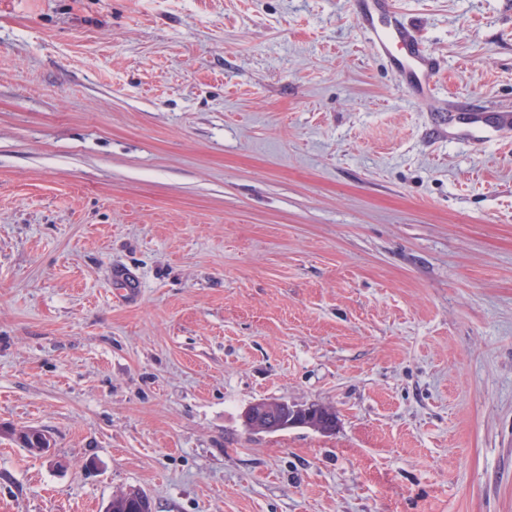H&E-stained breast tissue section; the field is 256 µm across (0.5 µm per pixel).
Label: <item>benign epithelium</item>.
I'll return each instance as SVG.
<instances>
[{"instance_id":"benign-epithelium-1","label":"benign epithelium","mask_w":512,"mask_h":512,"mask_svg":"<svg viewBox=\"0 0 512 512\" xmlns=\"http://www.w3.org/2000/svg\"><path fill=\"white\" fill-rule=\"evenodd\" d=\"M246 428L253 433H274L292 427H306L320 433L336 428V416L329 408L319 404L291 405L282 401H257L243 412ZM137 512H152L150 498L133 489L123 495Z\"/></svg>"}]
</instances>
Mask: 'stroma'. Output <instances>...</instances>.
<instances>
[{
  "instance_id": "1",
  "label": "stroma",
  "mask_w": 512,
  "mask_h": 512,
  "mask_svg": "<svg viewBox=\"0 0 512 512\" xmlns=\"http://www.w3.org/2000/svg\"><path fill=\"white\" fill-rule=\"evenodd\" d=\"M355 2L0 0V512H512V0ZM358 18L371 50L396 71L411 98L418 103L431 98L436 91L440 61L391 10L389 0H358ZM246 428L253 433H274L292 427H306L320 433L336 428V416L319 404L291 405L282 401H257L243 412Z\"/></svg>"
}]
</instances>
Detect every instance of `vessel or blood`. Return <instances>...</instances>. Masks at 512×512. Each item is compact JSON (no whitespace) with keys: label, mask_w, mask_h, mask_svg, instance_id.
Here are the masks:
<instances>
[{"label":"vessel or blood","mask_w":512,"mask_h":512,"mask_svg":"<svg viewBox=\"0 0 512 512\" xmlns=\"http://www.w3.org/2000/svg\"><path fill=\"white\" fill-rule=\"evenodd\" d=\"M358 18L371 50L396 71L411 98L418 103L431 98L441 64L391 10L389 0H358Z\"/></svg>","instance_id":"1"}]
</instances>
